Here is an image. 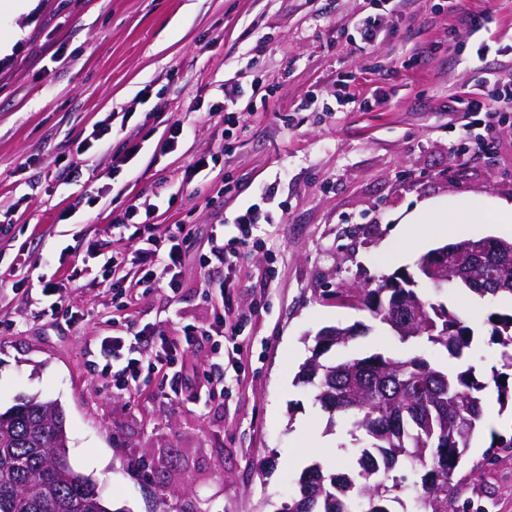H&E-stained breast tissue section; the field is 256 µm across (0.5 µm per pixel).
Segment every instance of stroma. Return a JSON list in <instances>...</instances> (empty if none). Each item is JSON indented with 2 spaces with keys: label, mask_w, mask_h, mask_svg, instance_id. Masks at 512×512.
<instances>
[{
  "label": "stroma",
  "mask_w": 512,
  "mask_h": 512,
  "mask_svg": "<svg viewBox=\"0 0 512 512\" xmlns=\"http://www.w3.org/2000/svg\"><path fill=\"white\" fill-rule=\"evenodd\" d=\"M380 0H15L0 36L21 30L0 59V412L22 396L57 402L74 468L98 485L111 512H279L301 470L352 460L365 444L344 417L329 419L296 375L317 334L357 326L356 351L406 356L390 329L361 303L357 285L413 271L444 241L508 239L493 224H467L419 247L400 240L401 218L424 200L480 194L512 199V112L484 153H461L452 97L470 98L485 77L512 72V0H393L376 44L352 39ZM481 17L479 29L464 25ZM352 75L342 85L343 75ZM238 87L244 124L225 136V87ZM350 94L351 102L336 99ZM111 119L90 167H110L140 144L134 171L120 170L95 206L91 182L65 184L63 165L93 127ZM191 131L160 155L167 126ZM218 154L203 189L182 183L186 166ZM276 183V223L240 247L226 294L239 355L224 388L174 397L150 376L131 395L96 363V339L150 324L167 336L218 312L187 261L178 291L138 292L124 311L101 279L113 252L132 253L168 226L196 231L209 249L213 225L237 236L235 212ZM157 204L153 229L117 224L131 200ZM69 219H62V212ZM65 310L50 313L43 282ZM418 292L478 333L467 356L478 376L499 361L486 323L495 303L456 288ZM512 432V407L486 417L453 482L461 500L512 512V453L480 462L492 433Z\"/></svg>",
  "instance_id": "obj_1"
}]
</instances>
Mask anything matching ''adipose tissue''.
<instances>
[{
  "mask_svg": "<svg viewBox=\"0 0 512 512\" xmlns=\"http://www.w3.org/2000/svg\"><path fill=\"white\" fill-rule=\"evenodd\" d=\"M512 224V200L499 199L486 203L475 197L464 200L459 206L442 209L434 202L426 201L416 206L413 213L402 221L400 234L403 238H414V225H429L430 236L441 234L448 224Z\"/></svg>",
  "mask_w": 512,
  "mask_h": 512,
  "instance_id": "1",
  "label": "adipose tissue"
}]
</instances>
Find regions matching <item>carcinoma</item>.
I'll return each mask as SVG.
<instances>
[{"label": "carcinoma", "instance_id": "obj_1", "mask_svg": "<svg viewBox=\"0 0 512 512\" xmlns=\"http://www.w3.org/2000/svg\"><path fill=\"white\" fill-rule=\"evenodd\" d=\"M448 276L480 298L512 299V241L464 240L448 245ZM373 318L403 343L426 341L458 360L450 371L421 355L406 358L353 354L341 362L321 355L346 348L351 327H328L316 336L313 356L298 381L312 387L314 400L335 416L353 420L368 437L346 472L315 462L301 473L281 512H391L413 477L412 512H470L456 507L453 476L484 419V394L494 388L501 406L512 404V312L487 318L492 343L501 346V365L491 382L478 380L464 361L474 329L442 304L414 288H361ZM57 406L21 398L0 413V512H109L96 484L71 466Z\"/></svg>", "mask_w": 512, "mask_h": 512}]
</instances>
